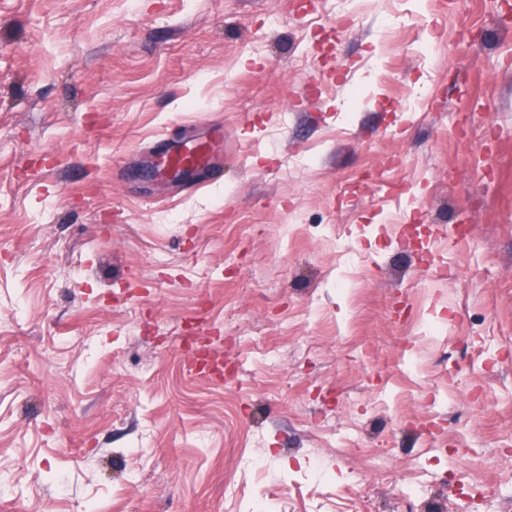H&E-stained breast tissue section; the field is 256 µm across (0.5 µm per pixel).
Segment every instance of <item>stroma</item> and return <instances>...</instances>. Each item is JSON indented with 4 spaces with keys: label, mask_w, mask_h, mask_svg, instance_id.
<instances>
[{
    "label": "stroma",
    "mask_w": 512,
    "mask_h": 512,
    "mask_svg": "<svg viewBox=\"0 0 512 512\" xmlns=\"http://www.w3.org/2000/svg\"><path fill=\"white\" fill-rule=\"evenodd\" d=\"M347 10L0 0V512H512V0ZM223 147V127H212L205 136L198 138L165 140L159 146L154 173L168 179L183 181L187 190L201 188L208 180H195L193 177L210 170L215 153Z\"/></svg>",
    "instance_id": "1"
}]
</instances>
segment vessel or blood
Here are the masks:
<instances>
[{"label":"vessel or blood","instance_id":"b4317fda","mask_svg":"<svg viewBox=\"0 0 512 512\" xmlns=\"http://www.w3.org/2000/svg\"><path fill=\"white\" fill-rule=\"evenodd\" d=\"M224 146V130L210 128L201 137L166 140L159 146L156 174L184 182L187 189L201 188L197 176L210 170L215 153Z\"/></svg>","mask_w":512,"mask_h":512}]
</instances>
